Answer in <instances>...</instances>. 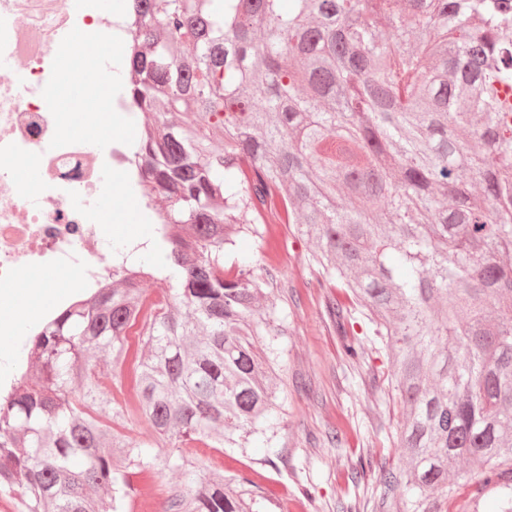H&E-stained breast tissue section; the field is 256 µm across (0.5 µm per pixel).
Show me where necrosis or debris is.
Listing matches in <instances>:
<instances>
[{
    "mask_svg": "<svg viewBox=\"0 0 512 512\" xmlns=\"http://www.w3.org/2000/svg\"><path fill=\"white\" fill-rule=\"evenodd\" d=\"M129 18L102 0H0V288L50 264L70 280L39 305L27 331H38L86 295L112 284L122 262L140 250L112 249L95 219L108 194L136 204L138 220L155 218L125 155L146 121L127 111L113 72L124 69ZM120 135L106 137L105 118ZM40 173L37 187L18 182L19 167Z\"/></svg>",
    "mask_w": 512,
    "mask_h": 512,
    "instance_id": "obj_1",
    "label": "necrosis or debris"
}]
</instances>
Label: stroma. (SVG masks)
Masks as SVG:
<instances>
[{
  "instance_id": "35a3bbf8",
  "label": "stroma",
  "mask_w": 512,
  "mask_h": 512,
  "mask_svg": "<svg viewBox=\"0 0 512 512\" xmlns=\"http://www.w3.org/2000/svg\"><path fill=\"white\" fill-rule=\"evenodd\" d=\"M313 245L293 225H268L263 239L243 234L235 256L249 258L256 275L271 279L270 300L284 331L270 358L275 407L265 441L244 448L193 449L194 471L238 485L248 478L253 512H376L383 496L382 470L404 464L394 441L404 422L391 386V359L344 289L313 288ZM341 305V316L330 313ZM358 341L364 355L346 359L343 339ZM372 466L358 480L359 462ZM480 473L460 478L442 512H497L498 490ZM132 512H163L167 493L188 496L181 471L134 479Z\"/></svg>"
}]
</instances>
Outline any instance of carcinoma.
Returning a JSON list of instances; mask_svg holds the SVG:
<instances>
[{
  "label": "carcinoma",
  "mask_w": 512,
  "mask_h": 512,
  "mask_svg": "<svg viewBox=\"0 0 512 512\" xmlns=\"http://www.w3.org/2000/svg\"><path fill=\"white\" fill-rule=\"evenodd\" d=\"M144 2L126 83L148 122L132 163L167 201L159 264L28 340L0 397V492L19 512H127L137 471L258 432L282 330L249 261L225 257L292 224L318 285L349 290L392 353L405 463L385 489L441 512L480 468L512 512V0ZM103 352L132 360V398ZM190 487L167 512H247L222 478Z\"/></svg>",
  "instance_id": "obj_1"
}]
</instances>
